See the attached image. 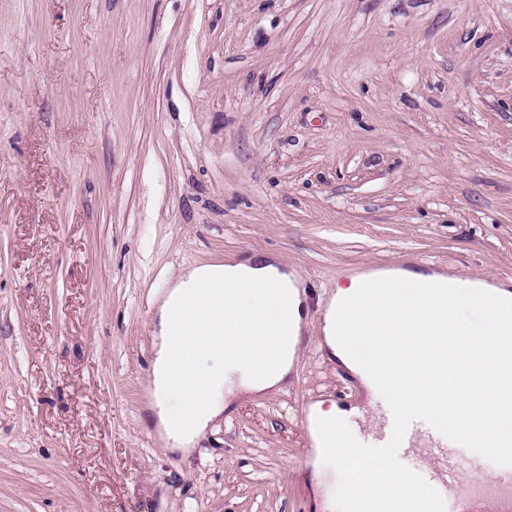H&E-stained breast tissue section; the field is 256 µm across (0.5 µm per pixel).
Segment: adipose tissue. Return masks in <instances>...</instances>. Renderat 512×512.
Wrapping results in <instances>:
<instances>
[{"mask_svg":"<svg viewBox=\"0 0 512 512\" xmlns=\"http://www.w3.org/2000/svg\"><path fill=\"white\" fill-rule=\"evenodd\" d=\"M376 273L350 276L348 285L337 287L323 315V341L330 357L337 359L372 390L389 396L398 407L410 409L419 403L440 399L449 408L466 414L455 428L457 442L473 440L484 426L502 412L478 379L461 384L440 382L417 366L415 351H436L427 334L429 320L439 311L427 297L428 288H440L454 299L459 288L470 287L468 279L441 274L398 270L385 274L384 285L404 307L391 314L384 304L370 303ZM478 295L486 306L498 309L503 320L501 337L490 341L472 332L458 318L447 323V333L461 337L458 350L474 371L496 356L512 358V291L506 286L480 285ZM368 299L362 328H344L338 312L355 298ZM188 314L175 323L177 305ZM208 313L200 319L194 314ZM300 276L280 267L275 257L259 255L246 263H208L181 270L156 308V358L148 382L149 408L159 434L173 450L190 453L197 439L224 412L225 396L232 392L254 395L282 385L292 373L303 324ZM203 380L207 400L195 407L189 396L185 371ZM193 413L191 429H182L179 418ZM339 458L357 475L354 486L344 488V499L369 497L381 492L410 495L415 486L397 470L388 456L369 460L356 457L352 449Z\"/></svg>","mask_w":512,"mask_h":512,"instance_id":"obj_1","label":"adipose tissue"}]
</instances>
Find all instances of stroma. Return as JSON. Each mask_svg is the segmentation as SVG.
Segmentation results:
<instances>
[{
    "mask_svg": "<svg viewBox=\"0 0 512 512\" xmlns=\"http://www.w3.org/2000/svg\"><path fill=\"white\" fill-rule=\"evenodd\" d=\"M270 254L296 370L189 454L143 417L181 268ZM512 280V0H0V512H320L307 414L365 267Z\"/></svg>",
    "mask_w": 512,
    "mask_h": 512,
    "instance_id": "obj_1",
    "label": "stroma"
}]
</instances>
